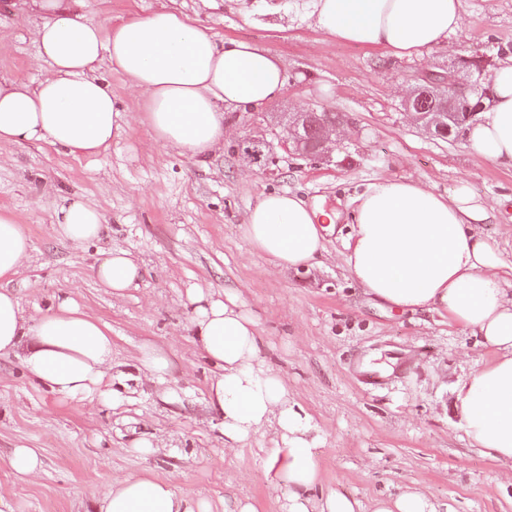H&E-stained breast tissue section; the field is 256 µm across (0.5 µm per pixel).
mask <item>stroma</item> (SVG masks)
Segmentation results:
<instances>
[{
    "label": "stroma",
    "instance_id": "obj_1",
    "mask_svg": "<svg viewBox=\"0 0 512 512\" xmlns=\"http://www.w3.org/2000/svg\"><path fill=\"white\" fill-rule=\"evenodd\" d=\"M175 8L210 26L218 40L244 41L277 57L282 92L258 106L224 111V143L199 160L164 146L144 119L146 97L126 76L99 75L128 123L109 149L73 156L45 143L0 144V212L22 224L31 258L14 288L26 312L41 315L66 295L107 325L112 388L120 404L66 400L34 380L24 352L0 355V500L15 512H94L101 486L138 474L173 483L224 512V496L281 512L287 488L265 479L273 433L224 446L223 423L207 405L212 367L197 351L187 296L233 289L257 321L262 357L288 385L295 408L321 440L315 494L362 503L418 487L440 512H512V463L470 447L454 393L457 381L493 358L436 312L396 314L358 288L346 271L344 220L353 200L383 177H405L451 195L467 182L497 201L482 230L512 267V167L479 159L465 130L427 133L404 101L422 71H448L459 56L493 47L491 64L512 55V0H463L462 26L446 43L411 58L337 41L320 30L313 0H86L101 24ZM36 14L0 0V81L37 83L48 62L33 31ZM331 112L333 161L287 153L280 113ZM269 142L260 160L245 139ZM292 193L341 212L317 264L277 266L241 233L261 194ZM96 207L104 239L77 246L58 236L65 199ZM121 248L144 269L139 288L118 296L93 268ZM150 346L168 361L162 380L139 370ZM157 443L151 454L132 449ZM34 449L42 470L18 480L17 446Z\"/></svg>",
    "mask_w": 512,
    "mask_h": 512
}]
</instances>
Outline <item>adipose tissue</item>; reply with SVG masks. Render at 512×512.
<instances>
[{
    "label": "adipose tissue",
    "instance_id": "obj_1",
    "mask_svg": "<svg viewBox=\"0 0 512 512\" xmlns=\"http://www.w3.org/2000/svg\"><path fill=\"white\" fill-rule=\"evenodd\" d=\"M42 15L34 35L50 65L37 85L0 82V142L44 141L73 155L95 156L118 137L126 116L98 77L102 63L146 96L144 119L157 138L182 154L205 157L224 140V111L271 101L284 87L279 61L246 42L219 43L186 14L160 9L102 29L85 0H31ZM320 29L337 40L411 57L445 43L461 27L462 0H314ZM486 119L467 131L481 159L512 166V56L491 75ZM494 215L468 186L444 196L410 178H382L356 199L346 266L364 292L389 310L444 312L495 357L455 385L470 444L512 461V289L502 260L481 230ZM336 214L290 193H267L250 208L243 236L285 269L308 267L325 250L324 226ZM107 230L82 200L56 214L59 236L82 245ZM31 252L22 225L0 213V354L25 350L31 375L66 399L108 395L112 337L71 298L40 317L25 312L11 286ZM100 285L121 294L139 287L143 268L122 249L95 266ZM198 351L215 368L208 403L224 425V445L237 448L270 429L266 461L271 487L287 486L282 512H437L418 489L370 505L333 493L315 497L318 433L295 410L288 387L260 354L257 324L235 294L188 295ZM96 512H212L210 502L169 482L132 475L113 480Z\"/></svg>",
    "mask_w": 512,
    "mask_h": 512
}]
</instances>
